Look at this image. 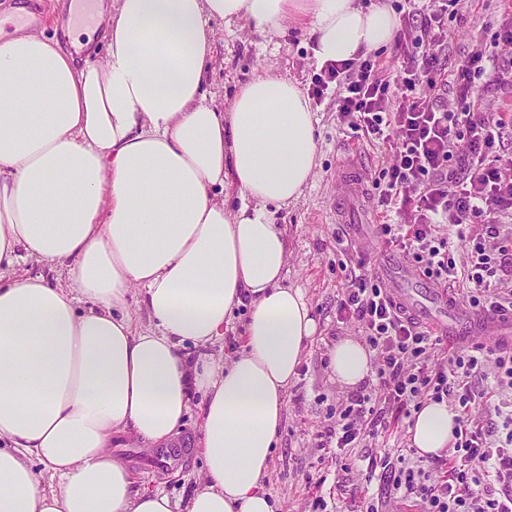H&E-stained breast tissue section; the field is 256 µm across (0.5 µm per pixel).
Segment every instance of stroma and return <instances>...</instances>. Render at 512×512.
Returning <instances> with one entry per match:
<instances>
[{"instance_id":"obj_1","label":"stroma","mask_w":512,"mask_h":512,"mask_svg":"<svg viewBox=\"0 0 512 512\" xmlns=\"http://www.w3.org/2000/svg\"><path fill=\"white\" fill-rule=\"evenodd\" d=\"M458 18L449 20L446 67L456 66L471 52L476 40L494 43L504 19L512 17V0H460ZM216 43L207 77V89L216 103L230 102L237 84L259 70H268L309 88L319 67L312 55L305 28L285 20L284 33H258L244 22L214 20ZM500 88L476 81L474 96L483 110L512 115V56L498 59ZM317 119L319 165L303 197L280 211L278 222L287 238L285 283L303 289L318 324L307 346L298 375L288 387L284 428L274 451L267 488L276 512H314L315 499H324L325 512H361L358 487L368 486L374 499L385 495L382 482L369 479L365 466H345L332 454L319 450L318 434L331 422L337 407L346 403L348 391L330 378L329 349L338 337L354 336L350 327H337L336 279L337 227H344L355 241L376 242L377 195L373 180L388 153L382 145L354 139L337 118L331 99L314 103ZM364 171L365 196L348 206L340 204L344 164ZM202 395H194L190 409L173 437L164 446H149L122 437L114 444L115 456L137 475L140 485L163 490L177 504L191 496L202 468L198 452Z\"/></svg>"}]
</instances>
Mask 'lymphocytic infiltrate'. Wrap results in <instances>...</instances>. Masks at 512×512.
Returning <instances> with one entry per match:
<instances>
[{
  "label": "lymphocytic infiltrate",
  "mask_w": 512,
  "mask_h": 512,
  "mask_svg": "<svg viewBox=\"0 0 512 512\" xmlns=\"http://www.w3.org/2000/svg\"><path fill=\"white\" fill-rule=\"evenodd\" d=\"M459 0H404L405 21L419 35L398 40L401 66L386 74L378 55L328 64L310 94L332 95L350 130L381 141L391 154L373 186L378 204L396 206L402 224L377 236L434 283L461 278L466 307L512 313V175L491 162L507 121L473 101L475 80H500L494 53L475 46L447 76L448 27ZM454 88L456 104L442 100ZM470 253L457 266L453 239ZM365 245L337 238L341 273L336 321L353 324L372 352L374 381L336 410L325 438L339 449L387 437L426 401L457 414L455 439L443 454L407 461L370 458L369 469L404 490L417 512H512V350L447 339L407 315L389 286L370 272Z\"/></svg>",
  "instance_id": "lymphocytic-infiltrate-1"
}]
</instances>
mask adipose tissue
<instances>
[{
  "instance_id": "1",
  "label": "adipose tissue",
  "mask_w": 512,
  "mask_h": 512,
  "mask_svg": "<svg viewBox=\"0 0 512 512\" xmlns=\"http://www.w3.org/2000/svg\"><path fill=\"white\" fill-rule=\"evenodd\" d=\"M288 17L322 65L397 30L385 6L360 0H112L92 59L42 33L0 36V512H274L265 482L317 329L303 289L283 283L276 211L313 177L316 118L271 72L237 85L226 108L205 79L211 19L280 33ZM24 259L65 269L66 283L15 275ZM134 287L150 317L139 331L125 311ZM245 303L241 352L189 362L184 345L219 340ZM328 357L339 387L371 373L355 339ZM197 391L203 471L181 507L138 488L112 443L167 444ZM454 418L425 403L411 446L440 454Z\"/></svg>"
}]
</instances>
